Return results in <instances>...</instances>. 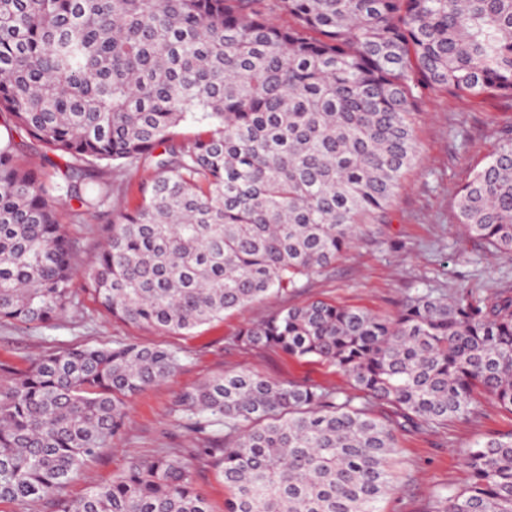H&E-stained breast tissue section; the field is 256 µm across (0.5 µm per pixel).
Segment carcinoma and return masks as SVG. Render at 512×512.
Segmentation results:
<instances>
[{"mask_svg": "<svg viewBox=\"0 0 512 512\" xmlns=\"http://www.w3.org/2000/svg\"><path fill=\"white\" fill-rule=\"evenodd\" d=\"M486 93L512 101V0H0V320L50 322L78 279L113 320L160 333L291 293L385 223L420 157L421 103ZM27 138L45 153L26 167ZM141 170L140 201L112 208L79 270L58 206L102 215ZM456 209L466 237L512 255V135ZM237 341L332 366L355 393L250 371L183 392L194 429L236 434L215 458L224 512H379L401 421L442 425L481 398L512 413L511 291L417 292L391 316L313 300ZM180 366L175 350L119 343L1 369L0 504L211 512L167 456L63 495L123 431L128 400ZM464 466L430 512H512V434Z\"/></svg>", "mask_w": 512, "mask_h": 512, "instance_id": "cac0c4a2", "label": "carcinoma"}]
</instances>
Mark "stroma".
Returning <instances> with one entry per match:
<instances>
[{"instance_id":"35a3bbf8","label":"stroma","mask_w":512,"mask_h":512,"mask_svg":"<svg viewBox=\"0 0 512 512\" xmlns=\"http://www.w3.org/2000/svg\"><path fill=\"white\" fill-rule=\"evenodd\" d=\"M420 110L416 136L421 159L405 175L387 223L367 225L333 266L303 281L288 296L253 303L184 335H161L113 321L81 291L74 308L49 323L0 320V366L18 370L45 354L85 343L133 342L180 351L181 369L131 399L125 429L96 460L81 468L68 484L66 497H79L93 486L110 482L131 458L167 455L188 462L213 512H224L230 492L217 473L213 451L231 443L232 437L218 424L193 432L177 411L182 391L212 376L241 370L280 382L349 390L347 379L333 367L291 358L275 349L240 346L235 335L245 324L314 299L389 315L417 289L448 296L468 291L481 298L512 289V255L490 252L466 238L455 222L457 190L497 150L504 134L512 131V102L492 94L478 99L448 94L427 100ZM58 217L76 265L89 268L104 243L103 227L111 223V215L75 224L69 208L63 206ZM511 432L512 413L488 400L464 419L428 429L397 430L395 490L380 502V512H428L434 489L464 484L463 456L469 448L488 435Z\"/></svg>"}]
</instances>
